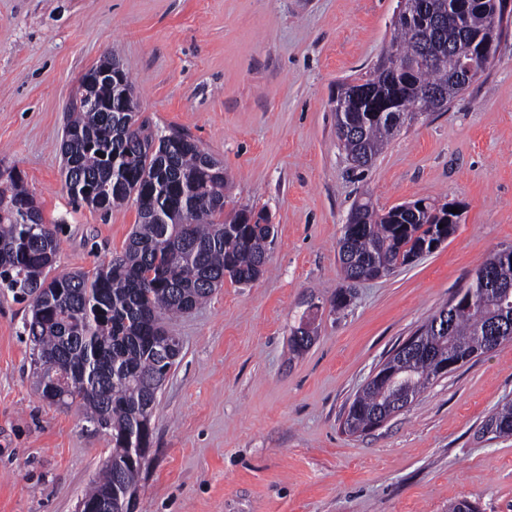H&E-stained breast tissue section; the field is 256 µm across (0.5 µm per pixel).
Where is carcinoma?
Masks as SVG:
<instances>
[{"label":"carcinoma","instance_id":"1","mask_svg":"<svg viewBox=\"0 0 512 512\" xmlns=\"http://www.w3.org/2000/svg\"><path fill=\"white\" fill-rule=\"evenodd\" d=\"M442 24L421 13L397 16L390 52L366 78L339 87L336 98L347 109L336 115L339 146L355 168L368 169L407 122L448 106L462 91L455 61L477 52L486 40H500L502 29L486 24L494 0H472L466 13L454 0H436ZM117 125L112 113L87 105L72 108L62 142L65 187L72 200L108 211L131 198L112 187V165L137 187L140 224L124 252L96 271L49 272L58 250L57 229L42 212L15 169L0 178V284L32 298L25 332L32 345L37 377L51 378L88 365L86 376L72 377L61 402L79 403L86 421L112 429V463L103 464L84 494L96 500L120 483L137 487V468L128 460L125 433L140 429L147 415L152 384L173 362L155 353L167 314L184 313L207 299L229 276L248 285L263 273L273 229L241 208L224 217V167L208 164L209 154L184 136L159 140L145 125L131 128L137 113ZM448 204H405L379 213L371 199L355 202L352 223L344 225L339 260L346 277L389 273L406 265L439 241V224L451 236ZM418 331L430 351L395 355L383 365L385 376L364 386L349 407L345 426L367 431V420L403 395L416 397L439 377L448 359L465 365L490 352L494 333L512 341V265L497 254L476 269L470 286L454 295ZM446 317L448 329L435 330ZM485 430L512 435V405L495 411Z\"/></svg>","mask_w":512,"mask_h":512}]
</instances>
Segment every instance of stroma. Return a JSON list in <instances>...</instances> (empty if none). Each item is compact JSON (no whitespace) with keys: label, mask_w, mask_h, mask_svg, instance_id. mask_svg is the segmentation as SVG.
I'll list each match as a JSON object with an SVG mask.
<instances>
[{"label":"stroma","mask_w":512,"mask_h":512,"mask_svg":"<svg viewBox=\"0 0 512 512\" xmlns=\"http://www.w3.org/2000/svg\"><path fill=\"white\" fill-rule=\"evenodd\" d=\"M397 0H0V167L21 171L59 225L54 273L123 251L136 202L75 206L66 112L104 54L128 73L138 117L220 160L229 206L272 224L267 270L225 280L166 319L181 353L158 393L138 512H512V436L482 432L512 404V342L434 381L377 429L352 434L355 396L490 254L512 248V29L447 110L405 126L366 171L336 138L340 83L365 77ZM461 207L455 232L412 264L345 287L352 204ZM31 302L0 288V512H76L110 431L36 391ZM312 341L292 347L294 328Z\"/></svg>","instance_id":"35a3bbf8"}]
</instances>
